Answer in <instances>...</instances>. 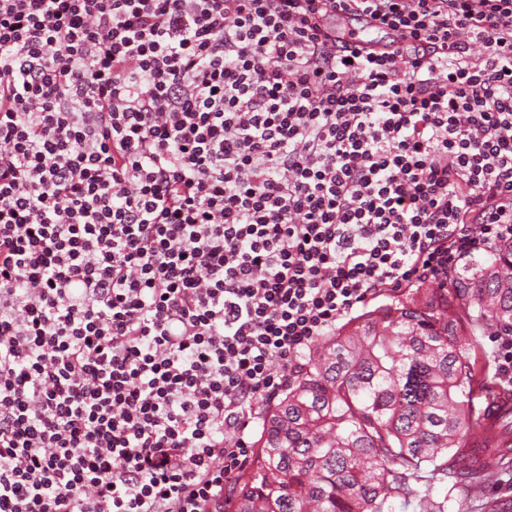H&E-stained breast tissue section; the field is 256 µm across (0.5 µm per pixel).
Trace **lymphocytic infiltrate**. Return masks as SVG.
<instances>
[{
    "label": "lymphocytic infiltrate",
    "instance_id": "obj_1",
    "mask_svg": "<svg viewBox=\"0 0 512 512\" xmlns=\"http://www.w3.org/2000/svg\"><path fill=\"white\" fill-rule=\"evenodd\" d=\"M508 240L512 0H0V512H231L301 351Z\"/></svg>",
    "mask_w": 512,
    "mask_h": 512
}]
</instances>
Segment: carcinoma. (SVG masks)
Instances as JSON below:
<instances>
[{
    "label": "carcinoma",
    "mask_w": 512,
    "mask_h": 512,
    "mask_svg": "<svg viewBox=\"0 0 512 512\" xmlns=\"http://www.w3.org/2000/svg\"><path fill=\"white\" fill-rule=\"evenodd\" d=\"M512 336V240L468 261L449 288H417L320 337L261 420L234 512H445L481 490L493 448L512 459V390L480 336Z\"/></svg>",
    "instance_id": "1"
}]
</instances>
